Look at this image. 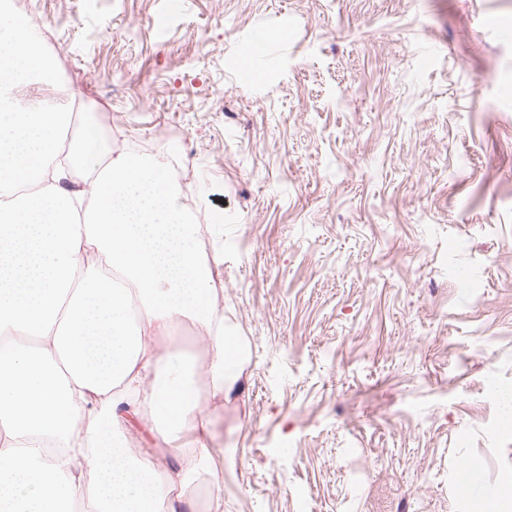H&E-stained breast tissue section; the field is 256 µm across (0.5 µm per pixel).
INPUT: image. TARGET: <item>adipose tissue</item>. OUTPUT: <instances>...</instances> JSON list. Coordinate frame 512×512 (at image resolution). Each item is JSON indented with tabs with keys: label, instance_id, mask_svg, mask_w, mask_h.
<instances>
[{
	"label": "adipose tissue",
	"instance_id": "adipose-tissue-1",
	"mask_svg": "<svg viewBox=\"0 0 512 512\" xmlns=\"http://www.w3.org/2000/svg\"><path fill=\"white\" fill-rule=\"evenodd\" d=\"M35 25L0 14V512H180L245 353L170 173L103 160L85 127L76 156L95 180L63 187L71 112L17 102L54 74ZM184 320L201 355L160 348ZM134 417L163 454L130 448Z\"/></svg>",
	"mask_w": 512,
	"mask_h": 512
}]
</instances>
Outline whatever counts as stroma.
Masks as SVG:
<instances>
[{"mask_svg":"<svg viewBox=\"0 0 512 512\" xmlns=\"http://www.w3.org/2000/svg\"><path fill=\"white\" fill-rule=\"evenodd\" d=\"M113 149L184 147L224 512H472L512 474V0H27ZM261 56L242 79L250 46ZM477 458L475 490L454 475Z\"/></svg>","mask_w":512,"mask_h":512,"instance_id":"obj_1","label":"stroma"}]
</instances>
